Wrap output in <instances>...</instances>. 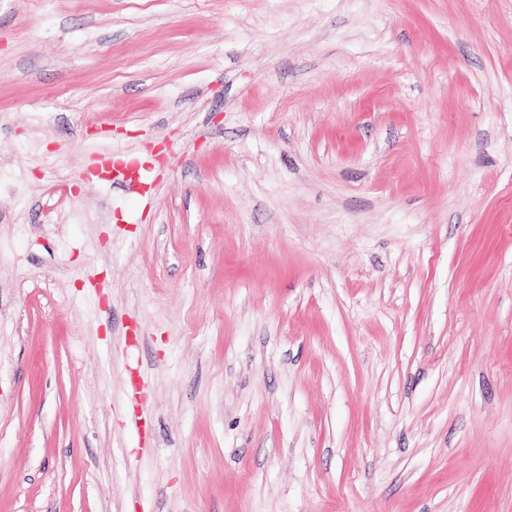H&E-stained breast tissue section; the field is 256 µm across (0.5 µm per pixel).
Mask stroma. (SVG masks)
<instances>
[{"label":"stroma","mask_w":512,"mask_h":512,"mask_svg":"<svg viewBox=\"0 0 512 512\" xmlns=\"http://www.w3.org/2000/svg\"><path fill=\"white\" fill-rule=\"evenodd\" d=\"M0 512H512V0H0Z\"/></svg>","instance_id":"1"}]
</instances>
